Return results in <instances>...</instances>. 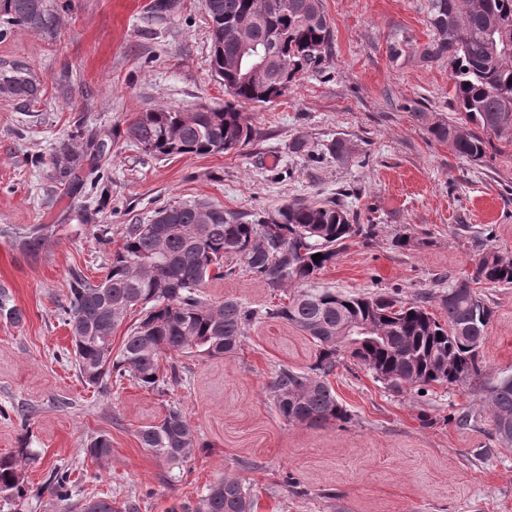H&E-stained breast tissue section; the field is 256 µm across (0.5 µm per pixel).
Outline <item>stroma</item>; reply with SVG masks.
Wrapping results in <instances>:
<instances>
[{
	"label": "stroma",
	"instance_id": "35a3bbf8",
	"mask_svg": "<svg viewBox=\"0 0 512 512\" xmlns=\"http://www.w3.org/2000/svg\"><path fill=\"white\" fill-rule=\"evenodd\" d=\"M152 2L47 0L53 32L16 25L0 37V78L24 68L40 87L31 102L0 95V288L23 313L16 323L0 319V456L24 445L38 455L25 466L23 503L0 499V512H61L43 487L60 465L80 497L132 500L138 512H170L224 475L252 487L254 512H512V446L491 439L489 419L459 422L479 398L472 385L396 393L344 355L330 384L351 421H285L266 386L279 366L312 364L315 346L280 320L250 326L233 355H177L184 380L162 394L127 382L102 391L79 376L62 320L72 271L101 279L127 226L167 204L253 213L341 199L377 233L355 238L321 271V285L406 300L427 292L432 311L436 295L474 274L482 244L512 258V141L497 140L478 165L431 133L453 111L447 61L421 57L429 0H323L334 38L322 69L298 73L274 103L245 106L254 135L238 150L170 159L120 131L147 109L190 112L229 97L210 65L202 0H176L157 21L147 18ZM394 40L404 45L397 59L388 53ZM106 133L104 184L89 194L59 184L50 158L60 145ZM338 140L339 156L328 151ZM92 203L95 220L83 223ZM38 224L56 232L30 253L21 241ZM476 291L493 310L484 370L512 374V286ZM203 297L255 307L282 299L242 268L207 282ZM169 402L203 442L173 482L136 436ZM100 435L112 453L94 463L83 450ZM287 475L295 485L284 484Z\"/></svg>",
	"mask_w": 512,
	"mask_h": 512
}]
</instances>
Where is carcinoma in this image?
<instances>
[{"label":"carcinoma","instance_id":"carcinoma-1","mask_svg":"<svg viewBox=\"0 0 512 512\" xmlns=\"http://www.w3.org/2000/svg\"><path fill=\"white\" fill-rule=\"evenodd\" d=\"M211 23V67L233 101L194 112L158 108L138 113L124 130L125 140L155 156L223 154L252 140L253 130L240 105H266L288 91L296 74L314 71L327 61L333 29L322 0H204ZM433 36L422 50L426 61L448 59L455 117L432 127L435 138L454 154L481 163L494 148L492 138L512 136V0H429ZM54 14L45 0H0V35L14 24L51 29ZM253 43L273 57L264 77L247 80V61L240 46ZM40 88L22 69L0 80V94L31 101ZM83 155L64 143L52 160L56 178L73 184ZM280 223L266 243L269 213L244 214L205 202L165 205L148 224L128 225L123 244L98 281L72 276L63 316L72 333L75 366L84 381L101 387L125 380L158 393L182 381L175 362L161 371L167 354L198 353L222 358L234 353L246 331L262 319H280L309 336L316 347L306 370L280 366L268 385L270 399L286 421L296 424H346L352 414L336 398L328 377L344 345L339 337L357 323L374 325L373 334L357 337L348 354L389 388L424 390L432 385L476 382L483 375L481 351L492 310L476 295L469 281L448 285L439 295L444 319L426 308V296L405 302L396 296H347L315 285L317 275L336 261L356 236L376 233L373 224H358L341 201L306 204L291 201L275 209ZM55 225L31 230L24 247L42 248ZM322 258L315 261L313 255ZM240 260L252 277L288 302L257 309L237 300L216 304L201 297L214 277L235 275ZM474 280L512 285V259L486 249ZM139 317L127 328L118 350L112 333L127 318ZM482 399L491 422L492 438L512 444V375L483 387ZM141 446L168 465L169 477H179L188 459L205 443L175 404L163 418L137 431ZM112 451L108 437L94 439L85 455L95 461ZM19 456L0 457V499L14 503L25 497ZM46 490L58 501L75 506L71 472L53 468ZM253 495L242 481L226 476L207 486L197 498L171 512H253Z\"/></svg>","mask_w":512,"mask_h":512}]
</instances>
